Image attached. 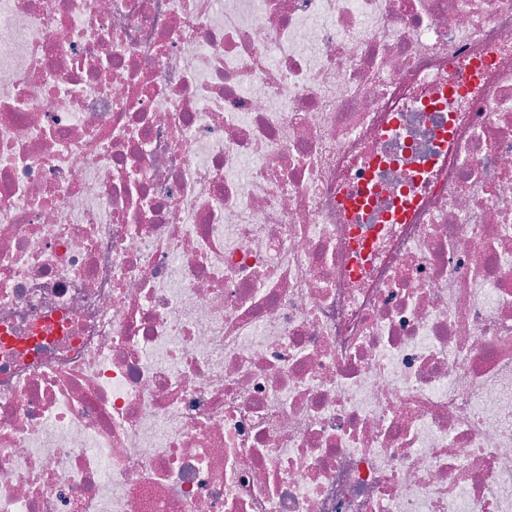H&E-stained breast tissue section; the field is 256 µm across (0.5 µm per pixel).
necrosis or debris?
Instances as JSON below:
<instances>
[{
    "label": "necrosis or debris",
    "mask_w": 512,
    "mask_h": 512,
    "mask_svg": "<svg viewBox=\"0 0 512 512\" xmlns=\"http://www.w3.org/2000/svg\"><path fill=\"white\" fill-rule=\"evenodd\" d=\"M0 512H512V0H0Z\"/></svg>",
    "instance_id": "4bbe7bcc"
}]
</instances>
